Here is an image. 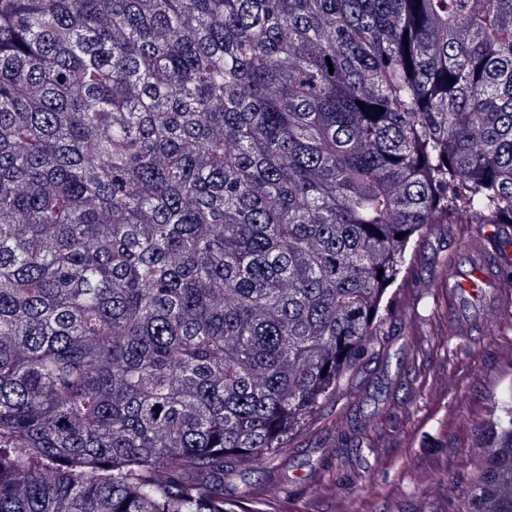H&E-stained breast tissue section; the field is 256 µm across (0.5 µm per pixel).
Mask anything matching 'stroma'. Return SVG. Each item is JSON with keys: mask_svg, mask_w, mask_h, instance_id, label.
<instances>
[{"mask_svg": "<svg viewBox=\"0 0 512 512\" xmlns=\"http://www.w3.org/2000/svg\"><path fill=\"white\" fill-rule=\"evenodd\" d=\"M470 224H437L412 242V263L370 360L337 400L308 417L273 463H240L224 489L268 512H457L470 453L495 400L512 392V315L448 326L441 259L460 255ZM347 419L346 440L336 423ZM275 483L280 497L266 501Z\"/></svg>", "mask_w": 512, "mask_h": 512, "instance_id": "obj_1", "label": "stroma"}]
</instances>
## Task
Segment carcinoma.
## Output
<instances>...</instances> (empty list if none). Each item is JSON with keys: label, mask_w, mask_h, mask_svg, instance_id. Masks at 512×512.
<instances>
[{"label": "carcinoma", "mask_w": 512, "mask_h": 512, "mask_svg": "<svg viewBox=\"0 0 512 512\" xmlns=\"http://www.w3.org/2000/svg\"><path fill=\"white\" fill-rule=\"evenodd\" d=\"M434 224L512 225V0H0V512H263Z\"/></svg>", "instance_id": "carcinoma-1"}]
</instances>
